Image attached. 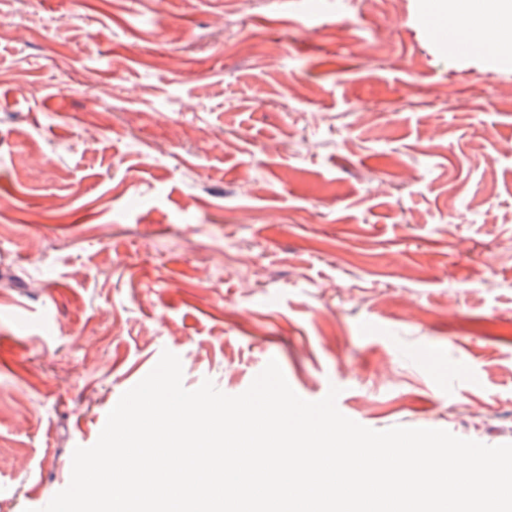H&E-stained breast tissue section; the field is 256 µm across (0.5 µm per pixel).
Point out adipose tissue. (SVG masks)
Listing matches in <instances>:
<instances>
[{"instance_id": "1", "label": "adipose tissue", "mask_w": 512, "mask_h": 512, "mask_svg": "<svg viewBox=\"0 0 512 512\" xmlns=\"http://www.w3.org/2000/svg\"><path fill=\"white\" fill-rule=\"evenodd\" d=\"M429 19L494 58L512 45V0H428Z\"/></svg>"}]
</instances>
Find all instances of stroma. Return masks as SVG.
Wrapping results in <instances>:
<instances>
[{
  "label": "stroma",
  "instance_id": "obj_1",
  "mask_svg": "<svg viewBox=\"0 0 512 512\" xmlns=\"http://www.w3.org/2000/svg\"><path fill=\"white\" fill-rule=\"evenodd\" d=\"M313 2L0 0V512L165 350L189 390L274 359L368 428L512 443V59L424 0Z\"/></svg>",
  "mask_w": 512,
  "mask_h": 512
}]
</instances>
